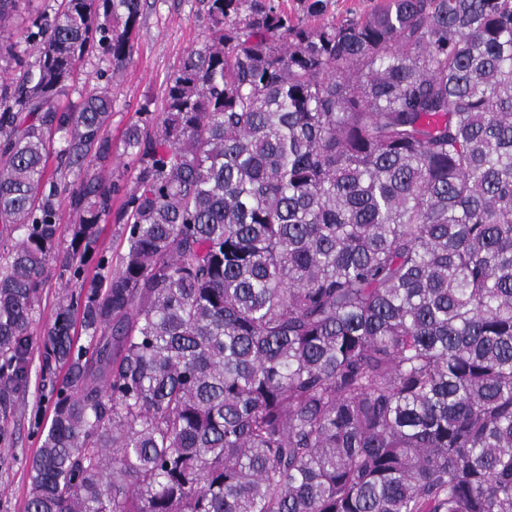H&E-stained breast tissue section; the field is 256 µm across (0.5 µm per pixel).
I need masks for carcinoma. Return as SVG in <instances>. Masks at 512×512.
<instances>
[{
    "instance_id": "1",
    "label": "carcinoma",
    "mask_w": 512,
    "mask_h": 512,
    "mask_svg": "<svg viewBox=\"0 0 512 512\" xmlns=\"http://www.w3.org/2000/svg\"><path fill=\"white\" fill-rule=\"evenodd\" d=\"M0 0V410L55 256L78 288L27 512H512V0H381L305 28L206 0L115 221L112 93L141 0ZM110 24L94 23L98 12ZM38 58H23L20 44ZM67 171L48 172L56 139ZM19 239H14L15 233ZM98 278L83 279L91 257ZM79 314L84 339L74 337ZM21 2V13L14 16L12 24L16 28L23 27L27 23L30 17H35L37 14H43L45 12L50 13L51 8L55 6L54 0H20ZM122 193L123 192H120L112 199V221L110 220L108 223L101 224V230L96 244L99 252L104 251L107 254L112 253V257L122 252L125 247L123 225L115 224L113 221V213L120 208L122 202ZM74 224H79V216L64 204L60 210V227L55 252H62L69 246Z\"/></svg>"
}]
</instances>
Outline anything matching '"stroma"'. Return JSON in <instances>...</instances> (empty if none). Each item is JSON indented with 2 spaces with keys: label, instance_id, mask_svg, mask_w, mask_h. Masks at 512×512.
I'll return each mask as SVG.
<instances>
[{
  "label": "stroma",
  "instance_id": "obj_1",
  "mask_svg": "<svg viewBox=\"0 0 512 512\" xmlns=\"http://www.w3.org/2000/svg\"><path fill=\"white\" fill-rule=\"evenodd\" d=\"M280 6L305 25L328 23L351 13L370 10L374 0H326L320 18L310 17L306 0H278ZM209 27L203 0H142V12L134 29L132 52L119 67L92 57L86 60L77 80L60 107L76 104L93 87L111 84L113 97L109 135L112 154L94 172L111 179L122 188H130L135 161L124 151L123 133L129 123L139 122L153 130L162 112L167 85L189 50L199 47ZM46 284L36 307L33 331L42 336L54 319L60 298L66 293L64 278L56 262L46 268ZM49 384L41 373L39 347L29 353V376L13 398L7 421L0 423V512H25L29 490V463L39 442L37 423L47 421L51 406Z\"/></svg>",
  "mask_w": 512,
  "mask_h": 512
}]
</instances>
